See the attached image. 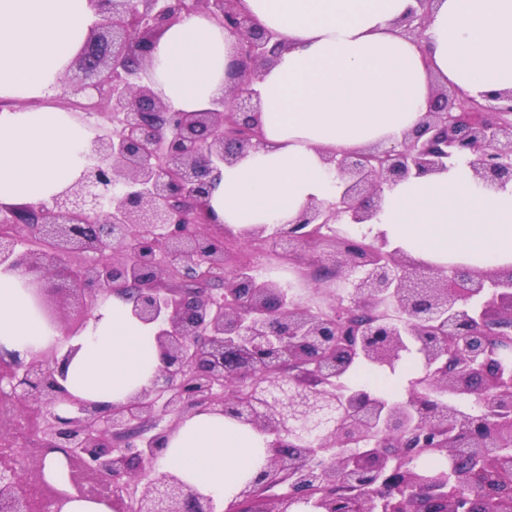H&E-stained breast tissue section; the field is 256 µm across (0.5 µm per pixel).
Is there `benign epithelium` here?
<instances>
[{
    "label": "benign epithelium",
    "mask_w": 512,
    "mask_h": 512,
    "mask_svg": "<svg viewBox=\"0 0 512 512\" xmlns=\"http://www.w3.org/2000/svg\"><path fill=\"white\" fill-rule=\"evenodd\" d=\"M401 20L424 39L434 0H416ZM99 21L61 80V93L87 100L102 125L87 142L79 178L49 203L0 206V267L25 278L45 321L63 340L81 332L100 298L118 297L157 326L161 366L149 387L120 405L70 395L61 380L77 348L57 341L22 360L0 353V393L15 416H34L39 459L23 472L0 463V512H35L24 490H43L41 512L76 499L122 504L124 512H214L211 498L172 472L142 481L178 423L209 411L271 437L265 468L237 502L262 512H512V270L446 271L411 262L383 240L340 239L319 275L349 279L350 302L326 317L272 280L224 271L229 232L208 217L206 200L224 165L264 145L253 88L283 42L239 8V0H91ZM207 14L235 38L226 97L179 112L144 82L155 37L181 19ZM474 155V175L492 190L512 185V91L478 100L435 90L419 127L400 147L331 157L343 191L306 206L272 237L308 244L329 224H364L384 187L446 171ZM66 288L45 282L75 256ZM415 352L422 375L387 402L339 384L355 361L394 367ZM419 451L445 464L423 471ZM61 455L83 481L60 488L44 463Z\"/></svg>",
    "instance_id": "obj_1"
}]
</instances>
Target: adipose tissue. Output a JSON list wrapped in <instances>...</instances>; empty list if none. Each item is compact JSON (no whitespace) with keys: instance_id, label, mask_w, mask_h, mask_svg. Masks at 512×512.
<instances>
[{"instance_id":"1","label":"adipose tissue","mask_w":512,"mask_h":512,"mask_svg":"<svg viewBox=\"0 0 512 512\" xmlns=\"http://www.w3.org/2000/svg\"><path fill=\"white\" fill-rule=\"evenodd\" d=\"M414 0H240L286 44L255 83L263 147L225 165L210 192L215 219L232 229L292 222L343 189L329 158L375 143L399 145L422 122L434 80L472 96L512 90V0H438L421 41L400 34ZM96 16L90 0H0V204L50 201L82 171L89 135L43 106ZM234 37L198 13L154 45L147 75L173 109L197 112L224 97ZM463 154L448 170L386 188L359 236L448 268H512V190L494 192ZM154 326L117 298L96 308L70 340L64 385L75 397L122 404L150 386L160 365ZM25 280L0 269V349L30 358L57 341ZM266 438L224 416L184 420L158 457L223 512L264 465Z\"/></svg>"}]
</instances>
